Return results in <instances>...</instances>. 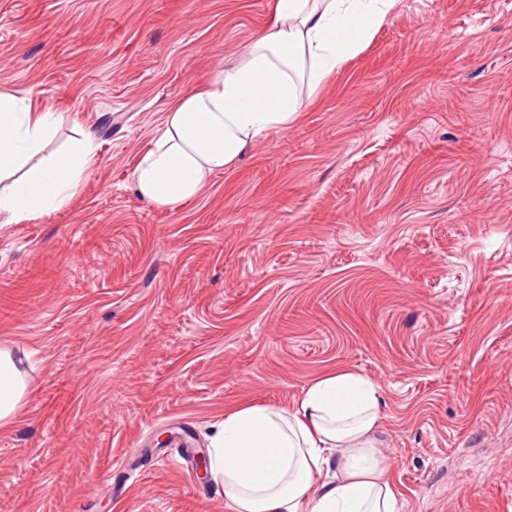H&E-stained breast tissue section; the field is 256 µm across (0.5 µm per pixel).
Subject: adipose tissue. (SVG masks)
<instances>
[{
  "label": "adipose tissue",
  "instance_id": "obj_1",
  "mask_svg": "<svg viewBox=\"0 0 512 512\" xmlns=\"http://www.w3.org/2000/svg\"><path fill=\"white\" fill-rule=\"evenodd\" d=\"M395 0H278V17L242 57L173 103L132 180L150 202L196 198L212 172L233 165L273 129L287 128L304 99L384 23ZM54 109L0 91V222L22 224L69 206L96 160L82 136L43 150ZM27 379L0 348V430L17 421ZM379 387L352 371L312 382L297 407H247L215 423L209 469L234 512H399L375 431Z\"/></svg>",
  "mask_w": 512,
  "mask_h": 512
}]
</instances>
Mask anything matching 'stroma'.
I'll return each instance as SVG.
<instances>
[{
  "label": "stroma",
  "instance_id": "obj_1",
  "mask_svg": "<svg viewBox=\"0 0 512 512\" xmlns=\"http://www.w3.org/2000/svg\"><path fill=\"white\" fill-rule=\"evenodd\" d=\"M275 0H0V90L97 162L0 223V347L29 393L0 512H233L213 424L325 373L381 388L400 512H512V0H397L371 40L200 195L131 173L173 102Z\"/></svg>",
  "mask_w": 512,
  "mask_h": 512
}]
</instances>
